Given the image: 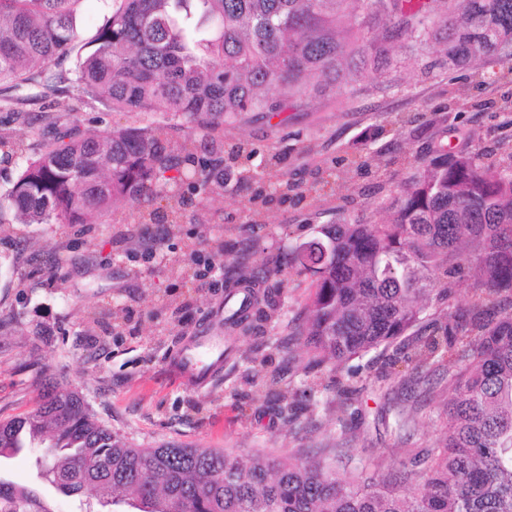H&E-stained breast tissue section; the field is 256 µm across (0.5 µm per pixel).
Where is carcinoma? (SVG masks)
<instances>
[{"mask_svg": "<svg viewBox=\"0 0 512 512\" xmlns=\"http://www.w3.org/2000/svg\"><path fill=\"white\" fill-rule=\"evenodd\" d=\"M79 2L0 0V96L59 91L68 77L52 63L79 43ZM109 2L93 49L77 56L76 82L114 110L182 118L189 141L202 115L212 126L226 114L266 112L271 92L305 104L314 81L340 88L359 69L388 63L365 29L383 40L434 37L450 68L512 55V0ZM488 155L429 149L389 197L386 223L344 216L283 258V268L310 278L298 334L315 365L339 369L376 349L395 358L409 346L418 370L446 369L449 396L436 411L445 441L408 449L410 470L380 457L372 476L341 478L345 448L288 463L272 452L243 461L216 448H134L54 380L33 410L0 419V458L40 445L38 474L57 489L91 486L101 507L139 512H512V161L492 169ZM186 164L205 187L223 160L199 158L186 143L175 151L150 126L96 135L73 125L43 140L0 207L22 224H95L120 202L158 193L166 173ZM460 273L471 299L452 314L445 306ZM245 288L243 307L225 317L234 326L257 301ZM414 422L413 409L394 408L396 430ZM403 483L410 494L397 490ZM0 512L52 510L0 481Z\"/></svg>", "mask_w": 512, "mask_h": 512, "instance_id": "cac0c4a2", "label": "carcinoma"}]
</instances>
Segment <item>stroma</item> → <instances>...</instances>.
I'll return each instance as SVG.
<instances>
[{"instance_id": "35a3bbf8", "label": "stroma", "mask_w": 512, "mask_h": 512, "mask_svg": "<svg viewBox=\"0 0 512 512\" xmlns=\"http://www.w3.org/2000/svg\"><path fill=\"white\" fill-rule=\"evenodd\" d=\"M390 50L396 66L359 74L343 93L196 131L221 154L240 153L225 165L219 192L199 189L187 165L179 200L162 192L128 202L98 224H20L1 210L0 418L30 411L51 378L144 448H227L243 457L272 450L285 458L340 446L350 467L384 455L404 470L408 449L439 447L438 400L409 386L416 374L410 350L395 360L373 350L338 373L310 367L297 333L310 281L280 268L288 249L318 225L357 214L384 223L389 196L428 146L512 148V59L452 70L435 41L415 50L401 37ZM75 124L97 133L151 125L172 146L188 135L180 119L112 110L71 81L23 112L0 102V139L25 145L0 163V194L39 150L42 131ZM154 211L170 223L149 259ZM213 253L215 267L196 276L194 256ZM256 267L270 276L247 322L225 323L228 289ZM193 336L224 342V373L202 388L169 370L173 350ZM272 375L288 394L287 411L264 388ZM388 398L416 406L409 438L383 416ZM43 453L34 447L1 460L0 479L33 491L52 512H81L94 492L67 496L41 479L34 462Z\"/></svg>"}]
</instances>
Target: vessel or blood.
I'll return each mask as SVG.
<instances>
[{
  "label": "vessel or blood",
  "instance_id": "obj_1",
  "mask_svg": "<svg viewBox=\"0 0 512 512\" xmlns=\"http://www.w3.org/2000/svg\"><path fill=\"white\" fill-rule=\"evenodd\" d=\"M224 347L210 336L194 337L191 345L173 352L169 367L173 375L188 384L204 387L224 365Z\"/></svg>",
  "mask_w": 512,
  "mask_h": 512
}]
</instances>
